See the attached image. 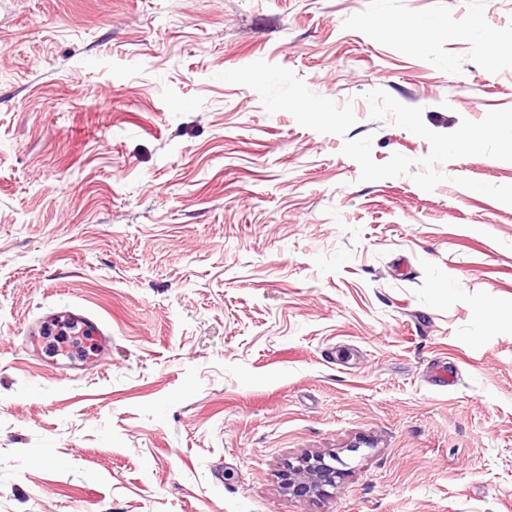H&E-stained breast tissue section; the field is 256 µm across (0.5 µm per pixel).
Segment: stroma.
Returning a JSON list of instances; mask_svg holds the SVG:
<instances>
[{
  "mask_svg": "<svg viewBox=\"0 0 512 512\" xmlns=\"http://www.w3.org/2000/svg\"><path fill=\"white\" fill-rule=\"evenodd\" d=\"M510 124L512 0H0V512H512ZM54 315H57L60 320L63 318L64 320L79 324L95 342V350L92 355L83 354L81 357H74V359L79 360L81 364H58L61 366L57 367L60 369V375L66 377L68 375V371L84 370L87 365L91 364L103 365L104 362L101 361V355L111 344L112 333L101 320L84 308L55 313L47 316L44 320L39 321L35 325H32L28 329L27 336L24 338L26 348L41 354V336L43 335L45 327L55 320L54 317H51ZM298 464H288L282 475L283 485L297 497H311L327 493L326 487L335 488L336 479L344 473L345 462L336 453L305 455Z\"/></svg>",
  "mask_w": 512,
  "mask_h": 512,
  "instance_id": "obj_1",
  "label": "stroma"
}]
</instances>
